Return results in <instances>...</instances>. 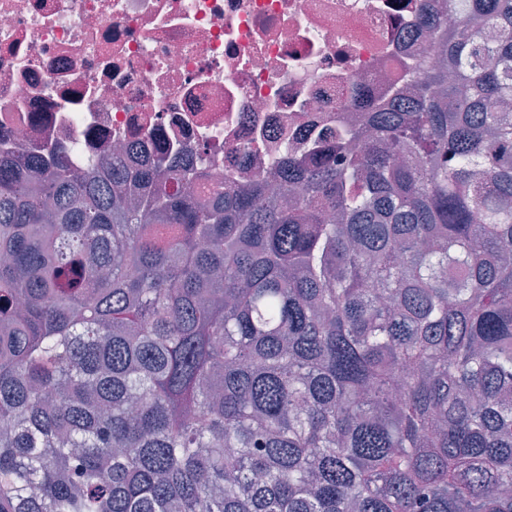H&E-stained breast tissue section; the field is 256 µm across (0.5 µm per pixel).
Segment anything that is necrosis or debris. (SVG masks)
Returning a JSON list of instances; mask_svg holds the SVG:
<instances>
[{
	"label": "necrosis or debris",
	"instance_id": "obj_1",
	"mask_svg": "<svg viewBox=\"0 0 512 512\" xmlns=\"http://www.w3.org/2000/svg\"><path fill=\"white\" fill-rule=\"evenodd\" d=\"M417 0H0V152L66 155L74 174L124 147L220 185L272 177L360 96L399 82Z\"/></svg>",
	"mask_w": 512,
	"mask_h": 512
}]
</instances>
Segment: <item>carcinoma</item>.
Listing matches in <instances>:
<instances>
[{"label":"carcinoma","mask_w":512,"mask_h":512,"mask_svg":"<svg viewBox=\"0 0 512 512\" xmlns=\"http://www.w3.org/2000/svg\"><path fill=\"white\" fill-rule=\"evenodd\" d=\"M205 198L0 155V512H512V0Z\"/></svg>","instance_id":"cac0c4a2"}]
</instances>
